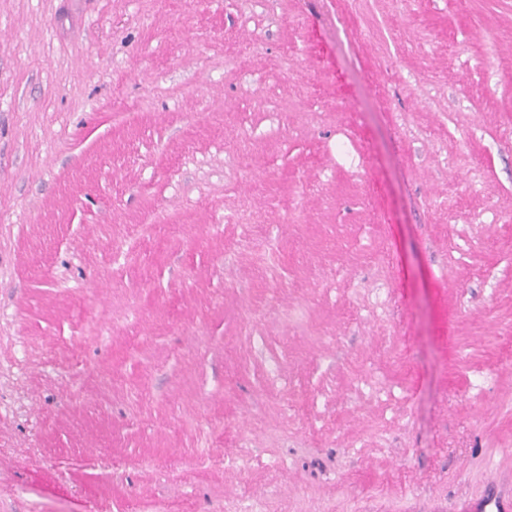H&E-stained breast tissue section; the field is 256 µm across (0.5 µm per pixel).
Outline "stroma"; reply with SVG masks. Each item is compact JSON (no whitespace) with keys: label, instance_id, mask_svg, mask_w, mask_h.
Masks as SVG:
<instances>
[{"label":"stroma","instance_id":"obj_1","mask_svg":"<svg viewBox=\"0 0 512 512\" xmlns=\"http://www.w3.org/2000/svg\"><path fill=\"white\" fill-rule=\"evenodd\" d=\"M489 495L512 0H0V512Z\"/></svg>","mask_w":512,"mask_h":512}]
</instances>
